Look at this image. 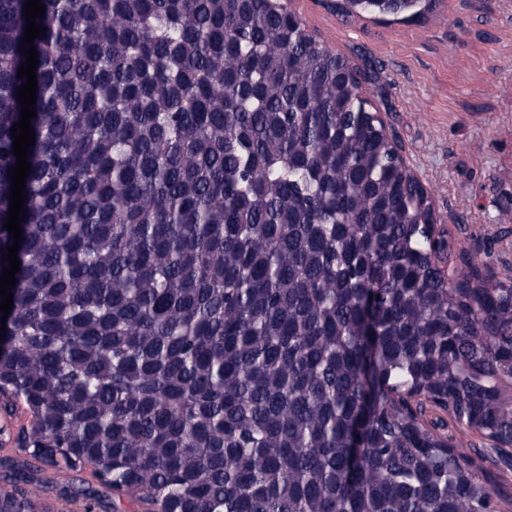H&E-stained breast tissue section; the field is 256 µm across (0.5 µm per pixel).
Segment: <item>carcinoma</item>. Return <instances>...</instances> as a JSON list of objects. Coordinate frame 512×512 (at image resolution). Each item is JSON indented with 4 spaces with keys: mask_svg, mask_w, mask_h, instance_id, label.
<instances>
[{
    "mask_svg": "<svg viewBox=\"0 0 512 512\" xmlns=\"http://www.w3.org/2000/svg\"><path fill=\"white\" fill-rule=\"evenodd\" d=\"M40 3L0 389L60 460L0 496L35 512L42 468L91 458L166 512L512 509V278L433 235L350 59L278 0ZM24 4L0 0V271ZM466 432L505 465L491 492Z\"/></svg>",
    "mask_w": 512,
    "mask_h": 512,
    "instance_id": "obj_1",
    "label": "carcinoma"
}]
</instances>
